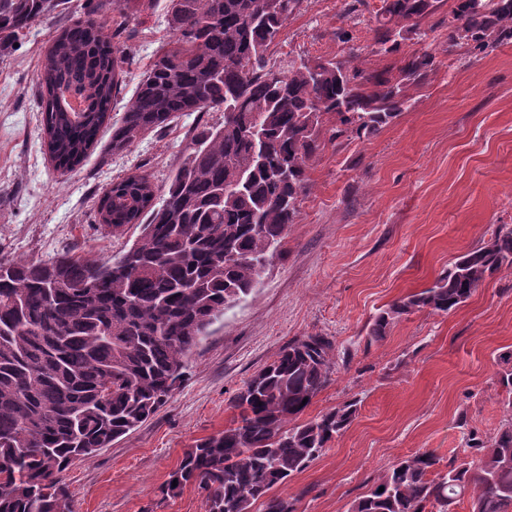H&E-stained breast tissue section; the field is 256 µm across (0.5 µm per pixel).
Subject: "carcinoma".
Here are the masks:
<instances>
[{"instance_id": "cac0c4a2", "label": "carcinoma", "mask_w": 512, "mask_h": 512, "mask_svg": "<svg viewBox=\"0 0 512 512\" xmlns=\"http://www.w3.org/2000/svg\"><path fill=\"white\" fill-rule=\"evenodd\" d=\"M304 0H171L172 33L154 56L110 149H128L185 112H222L195 137L160 195L150 176L129 175L100 200L98 221L140 234L117 255L61 253L0 261V512H59L70 502L63 473L89 460L164 406L188 362L224 312L260 284V265L280 253L308 188V162L325 146L324 116L336 132L370 139L407 109L409 91L436 69L415 51L395 68L366 71L350 59L272 58L271 48ZM61 29L42 65L38 92L49 153L66 170L104 124L119 64L100 11ZM447 0H381L376 53L395 55L427 36L422 24ZM64 0H0V54ZM512 40V0H452L448 44L483 53ZM83 96L79 116L58 90ZM264 117L263 142L250 133ZM512 265V227L459 256L417 294L395 300L369 328L386 336L404 315L448 313L503 265ZM332 342L306 336L245 381L230 402L236 417L196 441L160 488L206 493L207 512H295L272 490L303 472L354 420L357 402L299 421L330 381ZM498 373L512 408V352ZM307 404H302V401ZM466 455L440 468L419 452L394 462L350 512H512V417L496 433L471 430ZM177 486H172V482ZM384 491H379V488Z\"/></svg>"}]
</instances>
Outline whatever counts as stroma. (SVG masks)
Here are the masks:
<instances>
[{"label":"stroma","mask_w":512,"mask_h":512,"mask_svg":"<svg viewBox=\"0 0 512 512\" xmlns=\"http://www.w3.org/2000/svg\"><path fill=\"white\" fill-rule=\"evenodd\" d=\"M350 0H304L273 56L352 58L366 70L395 63L373 46L380 0L349 11ZM34 22L0 57V261L47 259L60 252L113 255L138 237L98 222L99 200L133 173L164 186L187 147L222 113L178 116L143 134L122 153L109 142L144 72L170 35V0H123L105 7L108 29H121L120 91L97 143L67 171L44 144L36 82L62 26L84 13ZM410 53L432 52L437 69L411 92L410 105L371 139L327 140L309 166V186L283 247L245 302L190 359L186 378L140 428L75 463L66 474L74 512H206L188 486L158 493L196 440L223 430L229 403L288 342L325 336L335 363L331 381L304 419L358 401L351 425L302 473L274 492L296 512H348L390 464L418 451L441 460L462 454L464 430L492 435L508 416L497 383L500 358L512 351V266L487 278L457 309L420 310L397 320L373 344V318L398 297L430 287L449 264L512 225V41L486 54L448 43V13L430 19ZM349 35L338 40L337 30Z\"/></svg>","instance_id":"1"}]
</instances>
